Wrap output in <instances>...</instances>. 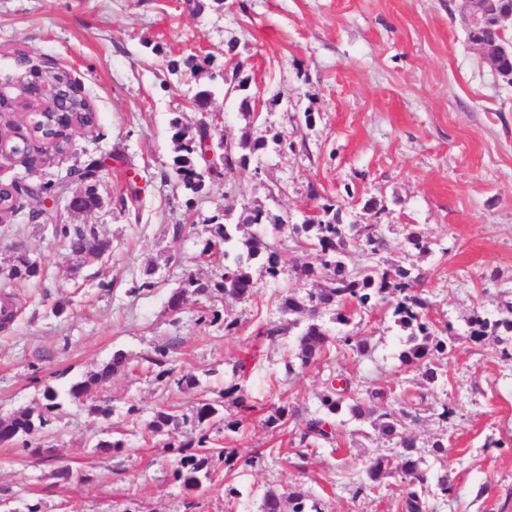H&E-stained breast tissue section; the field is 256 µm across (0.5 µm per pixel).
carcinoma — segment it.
I'll return each mask as SVG.
<instances>
[{"mask_svg":"<svg viewBox=\"0 0 512 512\" xmlns=\"http://www.w3.org/2000/svg\"><path fill=\"white\" fill-rule=\"evenodd\" d=\"M470 38L481 45H509L506 29L498 28L480 20L469 25ZM51 77L75 89L70 101H61L54 105L57 112L55 125L64 127L71 120L68 111L87 110L86 100L81 95L80 86L63 70L51 72ZM208 136V130L199 126L190 134L182 127L179 120L171 122V139L174 143L175 156L173 169L188 199L186 204H193V196L204 189L203 175L198 172L197 163L203 157L202 143ZM267 139L258 137L244 140L240 147L246 153H233L237 165L245 167L249 163V155L264 149ZM106 164L102 159H92L69 170V175L80 178L95 174V169L103 170ZM100 198L95 186L86 188L85 194L75 205V210L92 211L99 206ZM268 220L266 211L261 206L245 207L236 224H216L211 230L212 238L205 241L201 254L212 257L216 254L224 256L222 274L218 279L188 276L185 286L177 289L169 300L170 310H175L190 291L209 293L222 291L224 295L239 300H247L257 292L258 283L254 280L252 267L263 260L264 276L277 280L283 274L280 256L273 245L248 228L264 224ZM53 234L67 240L72 253L80 256L94 254L101 256L109 250V243L96 239L92 227H72L68 224L52 225ZM292 232L313 251L314 262L302 270V274L323 281L321 287L309 290L299 296L288 293L281 296L280 310L289 315H306L308 323L299 336L297 359L302 367L317 361L330 359L331 354H363L367 351V343L363 339H355L349 335L336 339L338 346L330 350L329 336L323 328L315 323V318L323 311L331 310L334 320L340 325L351 323L353 316L369 311L380 303H385L392 310L394 324L407 332L405 348L398 355L401 364L414 366L422 371V377L430 383L439 382L447 375L448 337L431 329L428 317V301L417 291L419 278L412 277L411 272L402 267L370 268L361 274H351L346 266L345 258L350 247L356 245L372 253L388 246L387 238L374 226L357 228L354 224L341 223V210L336 204L327 203L320 207L319 215L308 218L302 224L292 225ZM40 276L38 265L22 253L18 255L16 264L10 269L8 278L11 280H31ZM512 333V304L505 305L494 319L477 317L469 322V338L475 342L482 340L487 334ZM126 363L125 355L117 351L112 360L101 369L87 374L83 379L72 384L68 396L72 400L85 403L93 399V393L105 386L112 374ZM226 397H235L238 412L224 415V405L218 401L202 400L190 411L178 414L171 408L156 410L152 421L147 425L151 433L165 429H177L181 426L190 428L192 436L188 441L171 447L180 456L179 467L174 471L175 480L189 489L202 487L203 481L211 479L210 461L214 452L211 447L210 430L217 425L224 430L236 433L249 419L251 406L246 404L242 389L230 387L224 393ZM59 394L47 389L44 392L43 410L22 411L8 419H0V444L22 443L30 445L29 438L43 432L47 426L48 412L59 407ZM391 394L387 391L375 393L371 399H360L351 384L337 387L334 379H327L320 395V414L305 421L300 432L299 446L307 449L320 442L335 440L336 432L333 425L335 418L347 415L352 419L370 420L378 435L397 441L399 457L398 465H393L388 456H379L368 463L367 480L362 482L357 492L362 495L380 492L382 479L396 469L405 476V486L401 509L403 512H425L427 509L430 475L429 469L423 467L424 460L417 454L416 435L409 426L418 420V416L410 412L399 413L387 403ZM298 417V410L283 404L274 408L264 420L268 428L278 429L288 426L289 422ZM261 512H320L318 504L309 502L308 495L300 488L288 493L279 494L268 491L263 496Z\"/></svg>","mask_w":512,"mask_h":512,"instance_id":"obj_1","label":"carcinoma"}]
</instances>
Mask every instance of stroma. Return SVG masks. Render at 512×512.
<instances>
[{"label":"stroma","mask_w":512,"mask_h":512,"mask_svg":"<svg viewBox=\"0 0 512 512\" xmlns=\"http://www.w3.org/2000/svg\"><path fill=\"white\" fill-rule=\"evenodd\" d=\"M462 7L463 0H0V96L16 106L11 121L28 123L39 109L25 90L32 67L66 70L96 115L95 127L73 131L70 150L48 151L35 168L0 158V183L47 186L54 223L94 227L110 244L99 258L72 255L65 239L30 222L31 198L0 219V295L15 311L0 329V418L41 409L48 388L61 403L37 437L41 453L0 445V512L33 504L40 512H260L266 491L295 487L322 512H398L401 473L386 477L376 496L356 493L367 462L394 449L369 422L345 420L335 443L302 460L291 429L262 425L281 404L318 414L336 367L362 397L392 388L394 410L421 402L412 426L420 452L453 487L445 497L429 494L428 512H512V359L500 358L496 337L467 336L472 316H494L512 302V81L470 40ZM192 55L204 59L202 69L182 67ZM236 71L251 80L248 114L225 94L224 79ZM202 89L211 93L203 110L194 103ZM175 118L191 131L216 123L215 140L234 146L271 132L292 147L268 145L247 167L208 179L190 203L171 168ZM100 157L111 164L97 185L99 206L71 210L83 187L67 172ZM330 200L344 223L378 225L389 241L375 254L353 250L349 271L400 266L421 276L431 319L453 328L444 382L401 365L402 336L383 307L346 327L321 317L329 336L347 332L369 343L366 355L336 367L316 362L288 373L299 348L294 331L256 344L258 329L280 320L281 295L314 288L299 276L312 257L291 227ZM256 204L287 223L279 232L270 222L258 228L278 249L281 278L260 279L246 301L192 294L171 311L188 275L222 272V256H199L213 219L237 223L243 207ZM411 231L429 241V252L406 248ZM22 252L40 278L8 279ZM148 271L154 288L131 293ZM205 310L219 323H201ZM227 319L237 323L229 336ZM158 348L169 351L173 381L147 370ZM117 351L125 368L94 394L111 411L104 418L67 390ZM185 374L195 385L177 387ZM233 384L255 408L251 421L235 434L212 429L213 478L187 491L174 479L172 448L189 429L153 434L146 425L160 405L186 412ZM444 403L455 409L445 422L436 416ZM115 432L126 441L121 451L96 450ZM438 437L446 443L441 461L431 448ZM489 439L496 447H486ZM257 454L262 463L245 466ZM63 467L72 472L66 482L57 476Z\"/></svg>","instance_id":"stroma-1"}]
</instances>
